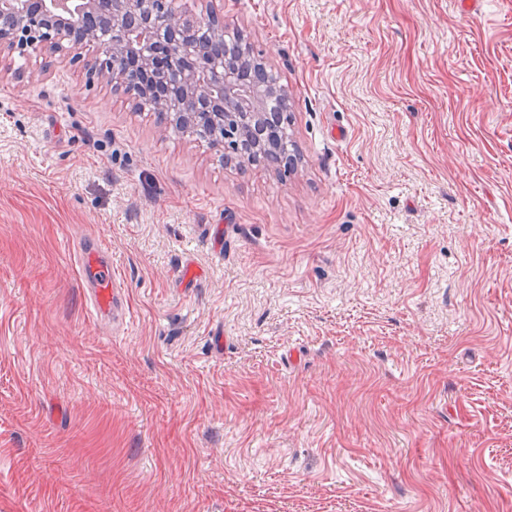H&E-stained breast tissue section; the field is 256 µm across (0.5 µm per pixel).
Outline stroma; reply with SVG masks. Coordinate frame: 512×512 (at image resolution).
Listing matches in <instances>:
<instances>
[{"label":"stroma","instance_id":"stroma-1","mask_svg":"<svg viewBox=\"0 0 512 512\" xmlns=\"http://www.w3.org/2000/svg\"><path fill=\"white\" fill-rule=\"evenodd\" d=\"M177 4L295 164L0 58V512H512V0ZM78 268L89 290L93 312L108 319L120 316L121 300L117 288L121 286L112 272V262L106 258L98 245L89 243L82 248Z\"/></svg>","mask_w":512,"mask_h":512}]
</instances>
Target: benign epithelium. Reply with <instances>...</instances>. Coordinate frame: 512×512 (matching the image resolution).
Segmentation results:
<instances>
[{"label":"benign epithelium","instance_id":"7a95c632","mask_svg":"<svg viewBox=\"0 0 512 512\" xmlns=\"http://www.w3.org/2000/svg\"><path fill=\"white\" fill-rule=\"evenodd\" d=\"M0 0V54L28 56L45 52L51 57L75 61L87 43L96 44L97 56L88 64L89 75L114 90H123L131 81L121 64L130 56L144 73L145 79L129 91L136 99L151 98L152 87H161L166 76L153 65L156 53L191 59L199 50L188 32H206L224 38V17L212 9L187 15L174 6V0H114L112 15L99 30H82L75 18L92 12L97 0ZM241 59L257 67L262 81L251 90L243 87L236 74L223 64L208 63L182 77V92L173 98H160L157 109L165 120L162 132L169 127L189 128L199 138L221 152L225 162L246 164L247 154L231 152L228 143L238 137L240 121L248 122L247 138L267 116L264 101L268 98L289 102L288 86L263 59L255 56L247 42L240 41Z\"/></svg>","mask_w":512,"mask_h":512}]
</instances>
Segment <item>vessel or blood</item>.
I'll return each instance as SVG.
<instances>
[{"mask_svg":"<svg viewBox=\"0 0 512 512\" xmlns=\"http://www.w3.org/2000/svg\"><path fill=\"white\" fill-rule=\"evenodd\" d=\"M78 268L83 282L89 290L93 312L100 317L115 318L121 306L118 282L112 270V263L96 244L82 248Z\"/></svg>","mask_w":512,"mask_h":512,"instance_id":"obj_1","label":"vessel or blood"}]
</instances>
